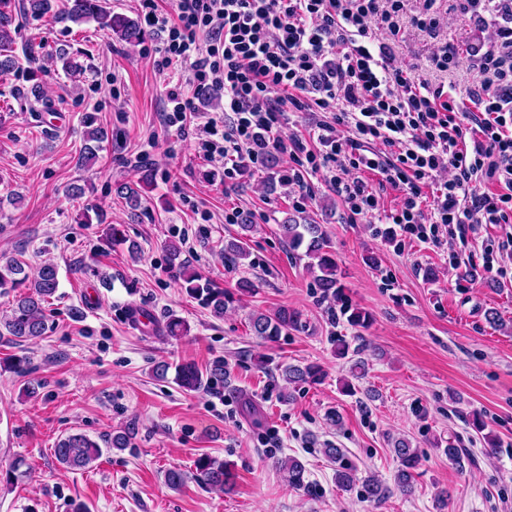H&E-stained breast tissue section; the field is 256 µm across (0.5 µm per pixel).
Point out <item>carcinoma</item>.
Wrapping results in <instances>:
<instances>
[{"instance_id":"obj_1","label":"carcinoma","mask_w":512,"mask_h":512,"mask_svg":"<svg viewBox=\"0 0 512 512\" xmlns=\"http://www.w3.org/2000/svg\"><path fill=\"white\" fill-rule=\"evenodd\" d=\"M52 0H21L19 8L11 6V0H0V76L15 70L18 59L13 55L14 34L18 20L24 16L40 20L51 14ZM61 21L82 24L94 20L99 28L110 38H116L131 46L139 43L143 32L137 21L120 13L112 12L106 0H65ZM96 119L87 116L83 121L84 148L79 158L83 165L95 158L97 144L105 138L102 127L95 126ZM117 193L124 196L132 210L142 208L143 198L130 183L117 187ZM281 236L288 241V247L296 251L305 248L304 256L309 259L308 270L313 275L322 298L327 301L343 303V315L354 327L367 328L371 315L359 307L345 304L346 286L342 283V272L331 250L330 240L319 224H299L288 219L279 225ZM187 291L210 309L216 318L224 317V311L234 302L241 301L213 282L199 276L184 278ZM59 286L57 269L52 263L41 265L36 276L31 277L17 259L0 260V294H6L18 288L27 292L19 295L10 315L6 316L4 328L7 333L21 340H33L43 335L45 330V303L52 298ZM303 326L302 313L288 307L277 308L272 312H260L251 316L252 333L264 341H274ZM282 395L287 398L291 390L307 383H315L322 378L319 366L309 364L305 367L288 365L280 368ZM226 381L224 364L217 363L209 371L202 372L194 365H180L176 368L175 383L186 391H198L206 385ZM393 450L399 462L394 476V486L390 487L378 477L371 475L364 479L358 477L357 469L345 461L342 449L332 445L324 449L325 455L336 461V484L342 490H351L362 483L365 498L380 503L388 499L393 490L409 495L414 489V471L419 464L416 449L403 439L393 443ZM100 446L82 434H71L59 440L54 448L58 463L67 470L87 468L100 455ZM277 466L285 473L288 485L297 490H307L310 482L306 480L305 465L294 457L277 461ZM195 478L209 490L222 492L234 484L235 474L230 464L209 456H202L195 463Z\"/></svg>"}]
</instances>
